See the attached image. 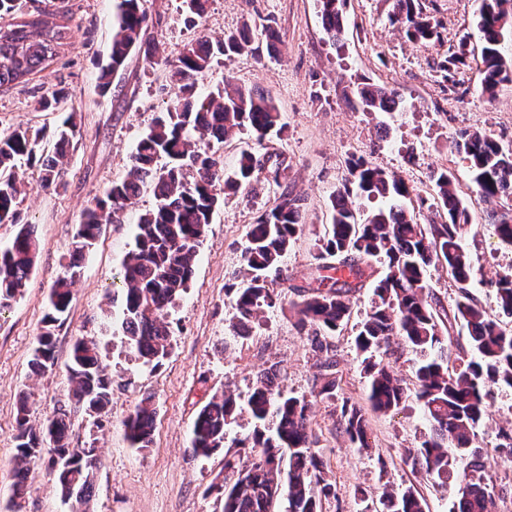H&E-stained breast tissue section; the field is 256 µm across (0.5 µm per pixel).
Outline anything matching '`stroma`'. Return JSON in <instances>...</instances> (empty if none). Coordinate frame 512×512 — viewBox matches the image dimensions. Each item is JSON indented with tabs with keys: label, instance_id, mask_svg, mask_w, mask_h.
Returning <instances> with one entry per match:
<instances>
[{
	"label": "stroma",
	"instance_id": "35a3bbf8",
	"mask_svg": "<svg viewBox=\"0 0 512 512\" xmlns=\"http://www.w3.org/2000/svg\"><path fill=\"white\" fill-rule=\"evenodd\" d=\"M421 2L438 23V37L409 40L390 22L392 0H347L345 33L333 42L323 30L317 0H209L205 17L197 20L182 0H143L147 24L141 48L112 74L104 95L98 77L110 52L116 0H69L71 39L59 58L28 84L0 89V134L20 126L44 133L37 161L16 170L27 186L18 205L19 224L34 225L40 251L23 295L0 312V512H10L18 394L30 392L35 425L69 403L66 364L73 343L83 337L97 342L113 381L106 414L79 411L71 416L72 447L95 449L94 512H215L213 498L204 491L223 478L224 455L193 453L192 422L214 392L247 398L257 376L272 367L285 393L313 403L312 450L336 485L323 512L377 507L388 484L417 489L426 512H448L458 476L429 479L403 461L406 450L419 446L429 433L416 399H408L398 412L370 413L368 448L351 445L338 428L335 402L317 394L312 331L299 329L290 311L294 287L318 284L313 255L331 222L330 198L342 188L349 161L362 156L407 184L424 224L435 217L433 171L445 169L456 176L469 212L463 243L473 261L471 291L491 315L499 313L493 283L499 272L512 267V247L499 242L488 215L491 209L511 207L512 201L491 204L476 194L456 141L466 129L512 146V80L501 82L495 95L483 93L482 64L472 56L455 69L453 81H445L440 67L459 40L466 36L472 47L480 45L475 18L481 0ZM246 24L274 27L276 50L218 57L198 91L207 94L230 75L271 98L281 114L282 131L264 141L244 131L206 146L228 173L245 149L277 153L288 162L285 183L301 199L304 229L283 261L285 279L275 285L279 303L265 311L249 335L233 329L235 310L225 288L244 281L242 253L249 226L279 194L275 185L258 184L225 197L214 211L190 286L169 311L172 351L158 368L143 365L126 342L122 296L113 281L133 247L140 215L155 204L146 188L119 221L103 226L55 331L57 362L45 373L32 374L28 362L48 295L65 270L85 209L112 183L127 178L137 141L178 93L169 80L170 62L199 37L218 40ZM366 84L396 88L402 111H363L356 89ZM57 89L67 92L66 103L57 111L42 110L41 98ZM73 109L77 129L64 158V185L41 187L38 160L54 155V133ZM349 299L351 318L333 343L343 392L363 406L367 379L354 337L371 309L373 290L363 288ZM148 395L158 406L154 443L140 452L126 440L123 423ZM510 427L512 390L492 388L489 415L477 430V444L491 462L492 512H512V450L502 447L500 436L501 429ZM28 483L20 512H71L56 489L47 457L32 459Z\"/></svg>",
	"mask_w": 512,
	"mask_h": 512
}]
</instances>
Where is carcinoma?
<instances>
[{"instance_id":"cac0c4a2","label":"carcinoma","mask_w":512,"mask_h":512,"mask_svg":"<svg viewBox=\"0 0 512 512\" xmlns=\"http://www.w3.org/2000/svg\"><path fill=\"white\" fill-rule=\"evenodd\" d=\"M322 26L336 42L345 30L344 0H319ZM13 22L0 26V87L30 80L46 69L69 45L66 12L22 11L21 0H0V15ZM147 15L141 0H119L112 36L110 62L101 71L99 88L110 89L112 71L119 68L142 39ZM391 23L399 25L413 41L437 36L438 23L423 11L420 0H393ZM482 41L483 88L490 92L512 71L501 51L505 35L512 34V0H482L476 17ZM255 30L246 24L237 32L212 42L201 37L187 45L169 70L182 96L155 117L137 142L128 177L112 184L104 197L86 210L72 241L70 260L49 295L48 311L30 370L40 374L56 363L54 329L68 311L71 286L81 263L100 234L101 224L133 204L143 188L151 189L155 207L136 225L134 246L127 253L119 279L123 297L122 327L127 344L147 365L162 364L171 353L172 331L168 308L187 290L212 214L223 201L224 190L237 191L265 180L281 188L274 206L251 225L243 251L247 283L226 289L236 310V329L253 323L264 308L279 300L270 288L283 279L282 264L303 231L301 200L282 188L286 160L269 153L243 150L236 169L224 175L214 155L198 148L202 140L222 143L237 132L250 131L262 141L282 130L281 115L264 94L238 86L231 79L204 98L195 95L206 79L214 58L253 49ZM357 97L367 112H397V92L385 86L365 85ZM39 131L17 128L0 137V223L16 224L22 193L13 169L21 160L36 159ZM472 174L477 194L490 202L512 197V148L478 133L462 132L456 143ZM64 154L43 159L41 184H61ZM436 211L448 220L422 224L407 208L409 187L364 158L351 160L343 188L330 199L332 221L318 243L317 270L325 272L324 290H297L301 301L292 303L297 325L312 330V344L320 352L321 385L318 395L339 400L337 422L351 444L368 447L366 412L340 396L336 350L327 337L348 323L351 307L347 294L365 287L362 265L384 259L386 271L374 282L371 311L360 322L355 336L364 355L368 401L375 412L400 409L406 388L385 361L392 344L399 342L418 355L414 363L417 396L430 435L403 461L432 477H446L456 467L468 480L460 484L449 512H491L492 491L484 473L490 466L485 453L474 447L477 429L487 415L488 388L512 389V327L487 314L469 291L470 254L462 244L469 223L467 206L451 172L433 173ZM373 197L384 206L364 219L358 218L356 198ZM498 239L512 246V210L488 215ZM39 252V240L30 224L18 228L8 246L0 248V309L22 295ZM433 264L446 268L459 295L453 315L440 312L428 300L427 272ZM500 311L512 317V272L495 280ZM464 326L468 349L448 360L446 333L453 324ZM73 384L74 406L58 408L42 426L29 425V397L21 393L17 404L13 499L27 493L31 459L49 449L48 466L61 498L76 504L75 512H90L96 474L94 449L72 448L69 428L72 408L100 415L112 397V376L101 366L96 345L76 341L67 364ZM271 367L257 380L246 410L253 429L235 441V452L224 454V478L210 486L220 512H321L322 501L336 496L335 485L324 475L311 450L309 421L312 404L304 397L283 393ZM241 411L231 394L216 393L197 413L191 430L195 454L209 456L224 448L225 439ZM157 407L146 396L125 421L131 447L143 451L153 444ZM379 512H425L424 498L412 487L389 488L380 497Z\"/></svg>"}]
</instances>
